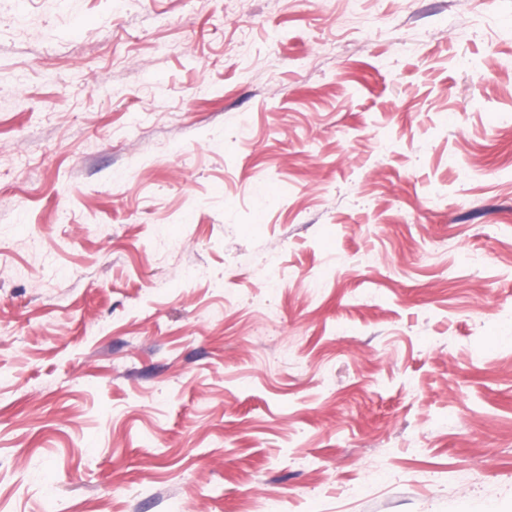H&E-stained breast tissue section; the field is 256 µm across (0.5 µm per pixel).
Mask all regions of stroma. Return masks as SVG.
Listing matches in <instances>:
<instances>
[{"instance_id": "35a3bbf8", "label": "stroma", "mask_w": 512, "mask_h": 512, "mask_svg": "<svg viewBox=\"0 0 512 512\" xmlns=\"http://www.w3.org/2000/svg\"><path fill=\"white\" fill-rule=\"evenodd\" d=\"M510 310L512 0H0V512H512Z\"/></svg>"}]
</instances>
